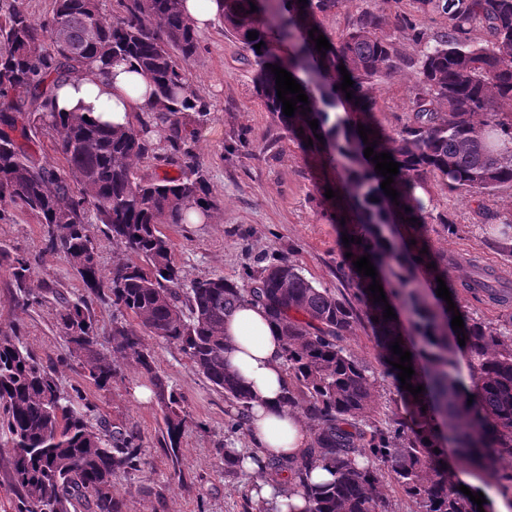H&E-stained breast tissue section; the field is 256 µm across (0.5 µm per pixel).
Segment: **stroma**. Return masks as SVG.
I'll return each mask as SVG.
<instances>
[{
  "instance_id": "35a3bbf8",
  "label": "stroma",
  "mask_w": 512,
  "mask_h": 512,
  "mask_svg": "<svg viewBox=\"0 0 512 512\" xmlns=\"http://www.w3.org/2000/svg\"><path fill=\"white\" fill-rule=\"evenodd\" d=\"M366 9L392 17L415 14L414 0H343L321 15L319 24L338 37ZM198 55L188 76L209 112L191 148L216 204L212 220L199 224H165L161 230L172 244L173 257L186 283L222 275L241 279L269 262L295 265L313 282L340 290L355 281L343 262L344 215L325 196L327 186H342L344 175L332 157L315 155L294 141L276 115L267 112L255 84L253 55L222 24L199 33ZM375 118L389 131L400 130L411 118L412 94L405 79L382 83L376 93ZM152 151L138 165L144 179L179 177L184 159L172 155L160 132L151 135ZM428 209L448 216L449 225L431 221L395 225L392 236L407 244L423 238L431 257L446 264L448 282L457 287V305L471 318L501 324L505 311L484 297L460 290L473 266L493 270L512 283V261L496 250L494 225L512 220V186L493 195L475 197L430 187ZM0 248L37 258L32 286L40 305L21 312L13 308L15 290L0 266V331L19 324L23 342L39 362L58 371L64 392L81 389L93 406L92 418L122 425L139 433L144 463L140 470L118 474L114 490L125 501V512H256L247 494L251 474L228 475L219 452L226 446L249 451L247 432L229 433L232 409L208 379L195 370L179 346L149 336L157 368L185 398L190 424L180 438L177 456L165 445L166 426L155 396L140 398L147 377L134 368L97 388L78 364L62 365L66 343L55 320L57 295L74 300L88 297L81 278L63 258L46 250L45 229L36 214L12 211L0 223ZM341 344L369 368L379 412L374 422L388 427L413 423V409L379 361L375 332L360 318Z\"/></svg>"
}]
</instances>
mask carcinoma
<instances>
[{
  "instance_id": "cac0c4a2",
  "label": "carcinoma",
  "mask_w": 512,
  "mask_h": 512,
  "mask_svg": "<svg viewBox=\"0 0 512 512\" xmlns=\"http://www.w3.org/2000/svg\"><path fill=\"white\" fill-rule=\"evenodd\" d=\"M182 2L118 0L119 13L108 19L100 0H53L50 16L38 22L25 0H0V221L14 207L36 213L47 251L63 256L85 287L98 297L107 294L122 315L112 322V352L105 354L97 349L90 301L61 299L57 327L70 357L100 389L112 384L123 364L147 376L174 451L189 423L185 400L156 369L143 335L174 343L236 409L230 423L236 433L246 427L253 394L224 364V320L241 303L254 302L283 338V404L302 410L313 438L298 461L265 463L252 451L247 456L253 462L275 475L291 471L311 504L308 512H377L383 474L375 460L386 464L393 483L419 512H478L442 467L449 463L445 444L453 446L454 462L476 468L502 491L512 487V469L506 466L512 458V324L497 328L465 317L460 335L465 346H460L448 336V321L436 303L412 288L415 267L428 257L422 252L426 245L402 248L385 230L412 217L419 224L433 218L451 226L447 217L428 212L416 194L431 178L450 192L471 195H491L512 183V0H415L420 17L446 18L434 43L415 61L401 56L386 30L406 27L421 37L418 24L404 17L390 23L377 11H366L322 54L309 31L341 0H264L254 12L250 3L259 0L225 5L218 21L251 48L267 111L292 137L313 141L310 150L329 146L342 161L356 224L349 236L362 239L345 247L353 253L348 263L358 278L349 296L317 285L286 262L260 268L246 284L215 275L184 288L159 225L184 224L190 210H209L213 200L188 148L208 112L185 73L198 38ZM476 26L488 32L482 44L470 40ZM250 31L257 39L248 38ZM272 34L288 43L287 54L271 46ZM259 42L264 46L254 49ZM117 60L135 62L154 86L153 110L138 125L95 124L79 113L57 111L62 78ZM270 64L286 69L302 86L307 115L299 109L283 114ZM341 65L354 81L351 99L338 88ZM406 67L414 68L413 115L401 130L390 132L374 119V93ZM313 119L315 131L309 126ZM360 125L375 130L366 142L358 134ZM156 129L170 151L189 159L178 179L137 176ZM43 130L55 133L66 168L44 164L32 153L30 143ZM368 145L399 163L391 184L398 202L383 192L385 177L364 157ZM91 212L127 254L107 275L88 233ZM363 255L377 269H393L417 336L413 345L400 342L415 371L409 383L425 387L411 399L410 432L400 424L380 428L372 422L377 403L369 371L338 344L359 319L355 303H364L375 320L382 365L401 385L400 370L390 365L399 362L391 351L401 336L399 322L384 318V303L373 301L368 291L372 278L357 273L353 261ZM32 269L28 256L8 258L15 307L23 311L39 304L30 287ZM467 288L508 303L507 291L487 278L474 279ZM462 348L468 357L465 375L456 361ZM420 358L427 365L424 374ZM471 392L478 394L475 408L467 404ZM90 413L89 405L61 391L55 370L44 367L16 333L0 334V433L11 448L15 512H73L82 502L92 512H124L113 478L140 468V437L116 425L108 432L92 423ZM438 417L446 427L435 426ZM317 462L332 475L323 485L308 483L309 468Z\"/></svg>"
}]
</instances>
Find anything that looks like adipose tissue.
Returning <instances> with one entry per match:
<instances>
[{
	"label": "adipose tissue",
	"instance_id": "obj_1",
	"mask_svg": "<svg viewBox=\"0 0 512 512\" xmlns=\"http://www.w3.org/2000/svg\"><path fill=\"white\" fill-rule=\"evenodd\" d=\"M152 91L135 64L118 61L107 71L88 67L67 78L57 91V109L125 126L134 113L149 111ZM224 339L227 365L254 396L247 429L260 458L301 456L311 444V432L300 414L281 401L285 371L279 330L261 307L245 303L226 318ZM253 498L261 512H302L308 505L301 487L270 480L257 482Z\"/></svg>",
	"mask_w": 512,
	"mask_h": 512
}]
</instances>
